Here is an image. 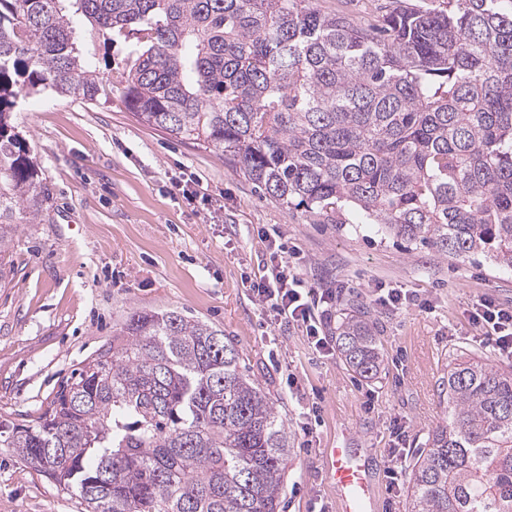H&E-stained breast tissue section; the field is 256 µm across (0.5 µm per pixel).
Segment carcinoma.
Returning a JSON list of instances; mask_svg holds the SVG:
<instances>
[{
	"mask_svg": "<svg viewBox=\"0 0 512 512\" xmlns=\"http://www.w3.org/2000/svg\"><path fill=\"white\" fill-rule=\"evenodd\" d=\"M89 41L121 37L132 116L208 150L254 188L328 223L349 208L441 255L512 270V13L498 0L402 2L379 24L315 0H0V284L40 169L12 120L50 90L95 101ZM346 366L374 378L379 331L336 324ZM448 420L418 448L408 512H512V366L448 365ZM7 447L84 512H279L291 455L274 402L224 331L178 311L129 313Z\"/></svg>",
	"mask_w": 512,
	"mask_h": 512,
	"instance_id": "cac0c4a2",
	"label": "carcinoma"
}]
</instances>
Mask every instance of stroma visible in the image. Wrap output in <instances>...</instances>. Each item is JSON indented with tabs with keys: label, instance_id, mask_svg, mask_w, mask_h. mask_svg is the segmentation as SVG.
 <instances>
[{
	"label": "stroma",
	"instance_id": "stroma-1",
	"mask_svg": "<svg viewBox=\"0 0 512 512\" xmlns=\"http://www.w3.org/2000/svg\"><path fill=\"white\" fill-rule=\"evenodd\" d=\"M13 121L44 185L39 214L14 241L12 281L0 288V423L34 425L47 403L134 310L185 315L222 329L269 394L291 436L280 512H334L321 451L344 434L388 467L395 424L419 448L447 419L440 382L455 348L500 357L469 322L489 297L512 306V271L465 262L377 233L355 210L316 224L303 209L259 197L215 153L137 122L120 88L97 101L46 91L23 96ZM201 178L207 199L183 193ZM274 232L270 254L257 237ZM316 288L339 289L337 310L368 306L383 364L366 381L338 356L253 302L246 281L271 260ZM417 293L429 312L376 302L375 285ZM302 389L288 391L289 375ZM78 498L0 444V512H82Z\"/></svg>",
	"mask_w": 512,
	"mask_h": 512
}]
</instances>
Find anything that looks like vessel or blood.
<instances>
[{"instance_id": "1", "label": "vessel or blood", "mask_w": 512, "mask_h": 512, "mask_svg": "<svg viewBox=\"0 0 512 512\" xmlns=\"http://www.w3.org/2000/svg\"><path fill=\"white\" fill-rule=\"evenodd\" d=\"M322 455L336 512H378L381 482L362 450L336 445L323 449Z\"/></svg>"}]
</instances>
